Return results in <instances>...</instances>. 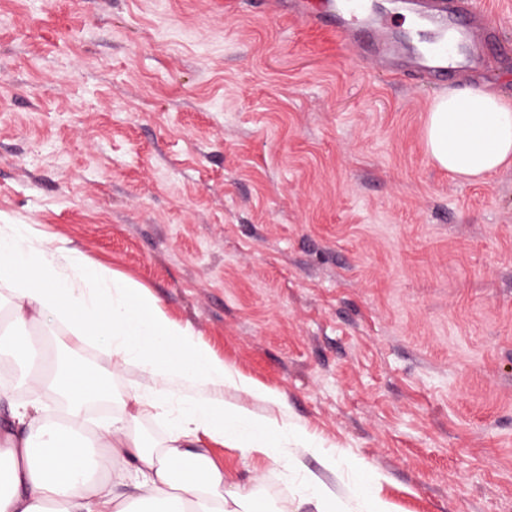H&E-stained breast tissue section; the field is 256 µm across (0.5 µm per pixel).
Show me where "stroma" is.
Here are the masks:
<instances>
[{
  "label": "stroma",
  "mask_w": 512,
  "mask_h": 512,
  "mask_svg": "<svg viewBox=\"0 0 512 512\" xmlns=\"http://www.w3.org/2000/svg\"><path fill=\"white\" fill-rule=\"evenodd\" d=\"M225 0H0V224H29L146 288L274 392L215 400L300 428L276 461L202 438L229 488L317 512H512V166L428 155L438 85L354 57L304 18ZM490 65L512 99V0ZM112 414L148 380L99 344ZM172 398L135 433L164 446ZM336 457L335 470L322 457ZM377 478L363 474L358 487L359 496L363 501V512H391L387 501L382 499L375 490Z\"/></svg>",
  "instance_id": "1"
}]
</instances>
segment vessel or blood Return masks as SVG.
I'll return each instance as SVG.
<instances>
[{
	"instance_id": "b4317fda",
	"label": "vessel or blood",
	"mask_w": 512,
	"mask_h": 512,
	"mask_svg": "<svg viewBox=\"0 0 512 512\" xmlns=\"http://www.w3.org/2000/svg\"><path fill=\"white\" fill-rule=\"evenodd\" d=\"M308 18L334 35L350 34L360 55L394 62L396 74L442 82L491 53L482 0H403L398 18L375 16L369 0L333 7L315 0Z\"/></svg>"
}]
</instances>
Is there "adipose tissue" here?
<instances>
[{
	"mask_svg": "<svg viewBox=\"0 0 512 512\" xmlns=\"http://www.w3.org/2000/svg\"><path fill=\"white\" fill-rule=\"evenodd\" d=\"M424 141L431 159L459 177L511 166L512 100L484 87L449 90L430 107ZM2 280L12 285L13 326L73 321L75 341H99L113 364L139 366L150 384L133 395L136 412L88 429V401L110 393L105 374L64 349L52 354L1 331L0 346L32 363L27 384L60 402L55 420L35 400L12 406L0 433V512H261L251 493L227 490L223 471L191 446L205 436L245 455L286 458L289 439L306 442L302 430L207 397L227 385L260 400L272 391L217 359L148 291L89 266L77 249L37 239L30 225H0ZM177 391L175 434L165 450L147 449L130 431L137 412L165 409ZM128 478L134 492H116Z\"/></svg>",
	"mask_w": 512,
	"mask_h": 512,
	"instance_id": "adipose-tissue-1",
	"label": "adipose tissue"
}]
</instances>
